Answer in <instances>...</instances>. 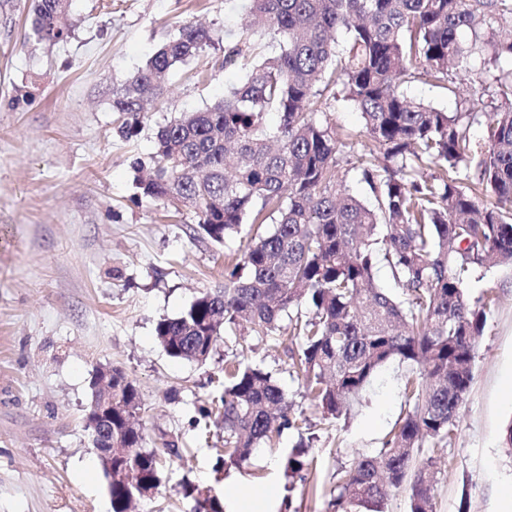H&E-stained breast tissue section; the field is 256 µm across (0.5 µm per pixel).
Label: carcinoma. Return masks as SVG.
I'll list each match as a JSON object with an SVG mask.
<instances>
[{"label":"carcinoma","instance_id":"carcinoma-1","mask_svg":"<svg viewBox=\"0 0 512 512\" xmlns=\"http://www.w3.org/2000/svg\"><path fill=\"white\" fill-rule=\"evenodd\" d=\"M72 0H32L25 38L56 45L73 32ZM240 38L224 64L248 68L244 82L204 110L158 127L149 161L132 167L136 195L175 209L190 205L196 232L216 244L245 234L225 269L224 287L202 293L156 338L174 359L206 362L220 333L247 328L270 336L288 318L289 366L322 419L337 423L376 372L392 360L415 372L404 391L411 409L376 456L340 472L336 512H384L391 490L410 512H436L435 451L455 435L473 381L475 345L488 302H469L474 266H512V0H249ZM472 33L469 42L461 32ZM347 39L337 48L336 34ZM212 42L183 24L113 94L119 136L136 137L144 104L163 102L179 65ZM496 65L473 96L490 112H443L408 98L416 76L448 87L474 59ZM361 114L375 148L357 170L375 204L338 175L341 152L327 118L338 96ZM483 127L482 135L472 132ZM473 172L464 183L461 169ZM384 262L402 291L374 281ZM140 395L120 369L112 375V512H128L161 484L155 453L135 423ZM292 403L259 365L231 361L222 393L200 411L224 418L217 468L240 467L264 444L298 427ZM309 444L282 457L285 476L307 480ZM192 512H224L220 496L187 486Z\"/></svg>","mask_w":512,"mask_h":512}]
</instances>
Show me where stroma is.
Returning <instances> with one entry per match:
<instances>
[{
  "instance_id": "35a3bbf8",
  "label": "stroma",
  "mask_w": 512,
  "mask_h": 512,
  "mask_svg": "<svg viewBox=\"0 0 512 512\" xmlns=\"http://www.w3.org/2000/svg\"><path fill=\"white\" fill-rule=\"evenodd\" d=\"M30 5L0 0V512H112L84 422L101 367L134 381L143 446L165 460L157 493L136 512H190L187 482L220 495L232 484L255 496L277 487L262 512H332L337 472L378 454L408 411L409 364L384 365L336 427L292 376L276 337H220L203 364L170 358L155 337L160 319L223 286L226 256L240 241L193 238V208L171 217L153 200H134L130 160L152 153L164 120L209 107L243 81L244 67L222 60L247 0H74L73 34L51 47L25 40ZM189 21L209 29L211 45L173 75L163 110L148 114L136 138L122 139L113 92ZM473 77L459 72L447 89L416 78L403 90L454 112L470 101ZM328 119L348 136L340 176L371 202L351 168L370 145L359 111L341 99ZM464 290L496 303L475 347L456 435L438 451L436 509L499 512L502 496L512 495V448L503 441L512 422V268H476ZM234 357L271 372L301 424L241 468L218 473L222 423L212 418L200 429L191 421L219 393L224 362ZM303 436L313 439V468L292 484L280 459ZM172 443L179 455L169 454Z\"/></svg>"
}]
</instances>
